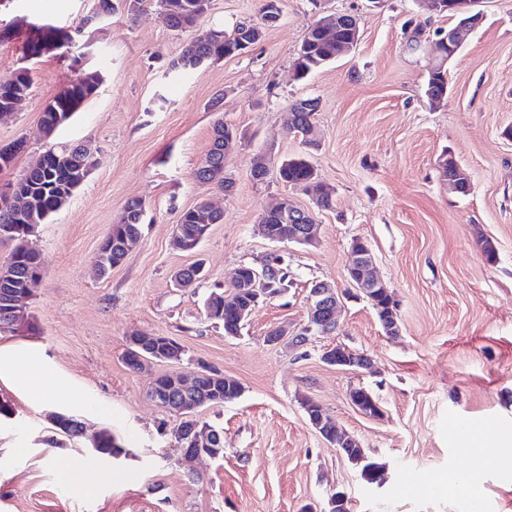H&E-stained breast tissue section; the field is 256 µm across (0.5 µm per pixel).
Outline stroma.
Returning a JSON list of instances; mask_svg holds the SVG:
<instances>
[{
  "mask_svg": "<svg viewBox=\"0 0 512 512\" xmlns=\"http://www.w3.org/2000/svg\"><path fill=\"white\" fill-rule=\"evenodd\" d=\"M262 0H212L203 29L231 30L259 16ZM95 0H5L0 19L18 31L0 45V82L31 68L32 90L0 120V146L23 140L0 183L18 178L53 145L89 143L101 163L67 204L28 241L43 260L29 311L36 329L0 335V345L36 343L63 383L55 401L36 404L0 380L16 415L0 421V512H323L344 491L351 512H512V0H481L482 24L449 61L448 95H426L434 32L452 16L418 0H279L280 19L250 52L165 77L190 32L170 31L157 14L123 11L84 24ZM326 12L356 15L360 40L348 54L294 76L303 36ZM85 29L71 53L25 63L30 24ZM103 75L98 95L52 137L40 131L45 104L78 69ZM318 99L322 137L313 153L335 205L318 210L316 245L273 243L258 230L281 199L311 201L253 159L302 151L283 114L292 100ZM245 132L226 160L231 192L198 183L217 121ZM453 152L471 190L449 192L439 161ZM146 206L138 243L105 276L93 261L128 198ZM222 209L193 253L173 247L179 213L201 200ZM367 242L378 275L397 302V335H387L365 300H343L340 324L305 351L266 344L274 327L307 319L312 282L349 287L352 239ZM492 241L495 262L480 245ZM280 252L293 284L259 304L239 336L207 319L203 302L226 289L243 264ZM203 262L189 288L176 272ZM141 331L175 338L181 360L130 370L127 338ZM349 346L367 370L323 362L325 349ZM210 368L242 387L237 399L199 410L222 429L224 455L186 461L174 438L179 420L148 396L155 377ZM363 387L382 415L360 414L349 399ZM312 400L383 465L381 484L359 472L311 425ZM84 425L59 435L54 412ZM110 431L127 450L110 482L87 488L77 459Z\"/></svg>",
  "mask_w": 512,
  "mask_h": 512,
  "instance_id": "obj_1",
  "label": "stroma"
}]
</instances>
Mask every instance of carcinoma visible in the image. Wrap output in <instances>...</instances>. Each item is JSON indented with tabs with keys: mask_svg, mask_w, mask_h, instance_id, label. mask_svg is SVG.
<instances>
[{
	"mask_svg": "<svg viewBox=\"0 0 512 512\" xmlns=\"http://www.w3.org/2000/svg\"><path fill=\"white\" fill-rule=\"evenodd\" d=\"M100 6L112 13L117 9L126 11L133 18L147 9H153L163 23L174 31L196 30L195 36L185 46L181 54L172 59L168 69L178 73L194 68L204 62H216L238 55L239 43L251 40L250 28L260 22L248 20L226 32L219 29H198V24L210 9V0H98ZM81 29L41 25L35 27V34L25 42L24 58L33 61L51 52H66L70 42L78 37ZM336 60L335 45L320 36L301 43L294 61L297 78L304 79ZM102 85V77L96 71H84L71 83L69 89L61 96L53 98L43 109L41 122L45 125L46 135H52L59 127L71 120L76 112L90 99L94 98ZM32 87L31 68H19L13 82L0 85V108L11 105L18 97H27ZM448 92L447 71L429 69L426 94L431 99H439ZM286 125L306 127L314 122V113L285 111ZM215 136L210 150L194 172L196 181L212 185L217 189H230L234 181L223 176L226 159L224 158V139L233 129L220 121L216 124ZM43 165L39 169H28L16 180L19 189L28 197L29 207L21 216H15L0 210V243L12 244L9 257L0 265V301L6 292L13 294V300H26L23 292L27 289L29 279L40 275L42 259L26 246L24 226L43 224L52 214L60 210L73 196L72 188L83 183V171L88 166L96 167L99 157H89L83 153L82 145L71 144L51 147L43 155ZM278 179L293 187L301 189L312 200L314 207L328 210L334 205V189L319 181L310 153L301 154L282 160L277 167ZM145 213L144 202L131 198L124 205L121 219L112 225L104 239L96 262L100 274L105 275L112 267L122 263L132 246L138 240L140 226ZM224 214L210 211L202 203L180 212L177 220L178 237L173 241L175 248L192 253L195 244L201 243L213 224H221ZM260 223L267 226L272 236L288 234V221L284 210H271L262 214ZM391 291L387 288L376 290L371 306L379 322L390 327L394 325L389 308ZM204 312L208 319L222 324L224 334L236 336L243 323L237 312L224 308L206 298ZM241 394L239 383L219 372H210L204 376L198 389L188 398L178 392H171L172 402L192 406H210L222 404L238 398ZM332 437L344 457L359 471L362 478L374 484L378 481L381 464L368 455L357 442L349 441V436L337 423L329 424ZM208 433L213 436L209 444L213 448H224L223 431L200 422L195 414L181 420L175 431L176 441L184 448L199 447L197 435ZM96 455L106 461L127 454L126 448L116 442L111 433L102 431L92 444Z\"/></svg>",
	"mask_w": 512,
	"mask_h": 512,
	"instance_id": "cac0c4a2",
	"label": "carcinoma"
}]
</instances>
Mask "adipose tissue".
I'll list each match as a JSON object with an SVG mask.
<instances>
[{"label":"adipose tissue","instance_id":"adipose-tissue-1","mask_svg":"<svg viewBox=\"0 0 512 512\" xmlns=\"http://www.w3.org/2000/svg\"><path fill=\"white\" fill-rule=\"evenodd\" d=\"M11 382L36 402L55 396L56 378L44 365L38 352L13 346H0V380Z\"/></svg>","mask_w":512,"mask_h":512}]
</instances>
